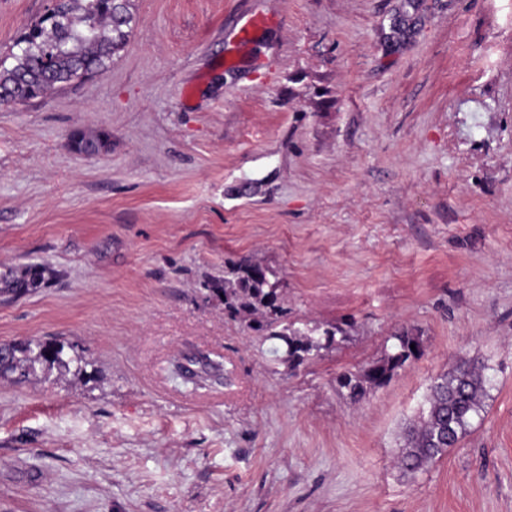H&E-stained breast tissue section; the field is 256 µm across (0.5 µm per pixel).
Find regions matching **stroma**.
<instances>
[{
	"label": "stroma",
	"instance_id": "1",
	"mask_svg": "<svg viewBox=\"0 0 512 512\" xmlns=\"http://www.w3.org/2000/svg\"><path fill=\"white\" fill-rule=\"evenodd\" d=\"M50 4L0 0V53ZM132 4L105 74L0 107V273H56L0 302V342L97 370L0 377V512H512V0ZM248 12L271 25L227 66ZM243 256L348 338L289 370L197 291ZM398 330L424 356L351 402L337 374ZM472 358L481 420L404 473L431 379ZM70 140L73 145L78 148H83L86 145H91L93 150L89 155L100 154L109 144L110 134L105 131L97 133H86L82 130H75L70 135Z\"/></svg>",
	"mask_w": 512,
	"mask_h": 512
}]
</instances>
